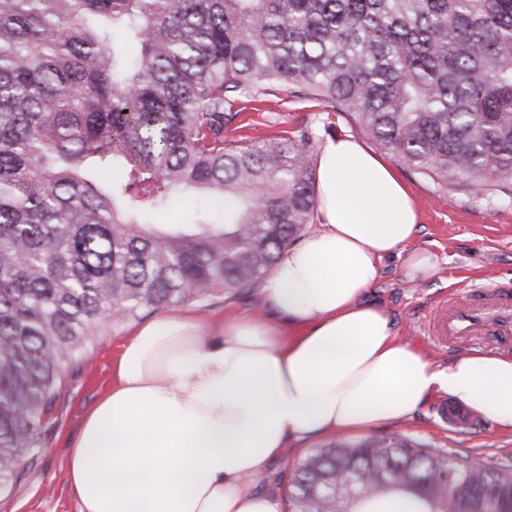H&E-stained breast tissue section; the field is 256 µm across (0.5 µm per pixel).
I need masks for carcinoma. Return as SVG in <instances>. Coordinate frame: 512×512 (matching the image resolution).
<instances>
[{
	"label": "carcinoma",
	"mask_w": 512,
	"mask_h": 512,
	"mask_svg": "<svg viewBox=\"0 0 512 512\" xmlns=\"http://www.w3.org/2000/svg\"><path fill=\"white\" fill-rule=\"evenodd\" d=\"M268 86L417 174L512 195V0H0L1 496L95 336L257 287L313 222L310 137L224 139L226 106ZM393 495L512 512V459L334 441L288 479L293 512Z\"/></svg>",
	"instance_id": "1"
}]
</instances>
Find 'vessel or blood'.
I'll return each instance as SVG.
<instances>
[{"mask_svg": "<svg viewBox=\"0 0 512 512\" xmlns=\"http://www.w3.org/2000/svg\"><path fill=\"white\" fill-rule=\"evenodd\" d=\"M426 336L442 349L462 343L484 344L494 338L497 348L512 347V288L496 285L487 290L449 293L425 324Z\"/></svg>", "mask_w": 512, "mask_h": 512, "instance_id": "1", "label": "vessel or blood"}]
</instances>
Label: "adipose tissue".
<instances>
[{
    "label": "adipose tissue",
    "mask_w": 512,
    "mask_h": 512,
    "mask_svg": "<svg viewBox=\"0 0 512 512\" xmlns=\"http://www.w3.org/2000/svg\"><path fill=\"white\" fill-rule=\"evenodd\" d=\"M316 198L321 228L280 255L267 314L214 327L167 311L125 342L71 442L78 512H281L256 485L289 442L399 422L440 392L512 432L511 357L472 350L435 369L362 299L396 251L408 279L438 271L412 246L419 211L392 164L353 136L326 139Z\"/></svg>",
    "instance_id": "adipose-tissue-1"
}]
</instances>
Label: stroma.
Listing matches in <instances>:
<instances>
[{"instance_id":"1","label":"stroma","mask_w":512,"mask_h":512,"mask_svg":"<svg viewBox=\"0 0 512 512\" xmlns=\"http://www.w3.org/2000/svg\"><path fill=\"white\" fill-rule=\"evenodd\" d=\"M234 108L238 115L226 127L225 136L240 142L305 133L317 148L330 136L360 133L349 117L328 104L279 89L261 102L240 99ZM394 167L420 206L419 230L412 246L436 256L439 271L426 281L408 280L403 274L405 253L393 254L382 261L380 276L364 299L384 307L399 339L419 348L434 368L444 369L453 353L437 349L421 332L420 323L450 291L471 285H512V198L485 199L415 174L402 162H395ZM261 308V293L254 288L230 299L216 298L201 317L218 324L237 314L260 313ZM134 327L129 321L105 329L95 337L82 363L67 370L44 430L48 450L28 464L12 493L0 496V512H78L68 479L69 444L86 413L110 388L112 365ZM445 400V394H435L410 418L376 428L375 433L406 436L430 448L484 460L512 455V433L501 431L484 417H477L474 428L465 433L444 424L436 408Z\"/></svg>"}]
</instances>
